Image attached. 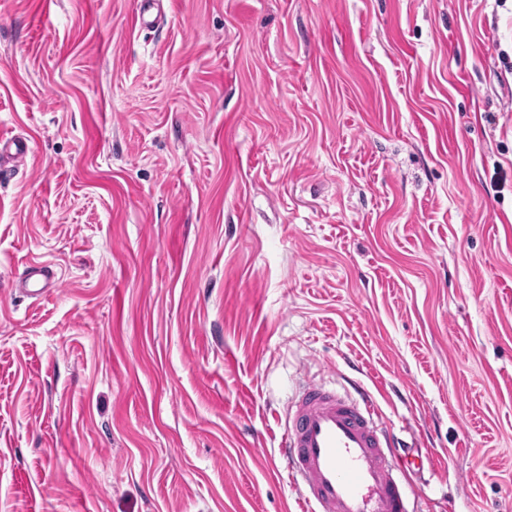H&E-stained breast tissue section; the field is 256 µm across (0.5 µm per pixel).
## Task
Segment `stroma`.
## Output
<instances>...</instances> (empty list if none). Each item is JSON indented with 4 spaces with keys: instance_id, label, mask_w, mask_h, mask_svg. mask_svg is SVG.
I'll return each instance as SVG.
<instances>
[{
    "instance_id": "35a3bbf8",
    "label": "stroma",
    "mask_w": 512,
    "mask_h": 512,
    "mask_svg": "<svg viewBox=\"0 0 512 512\" xmlns=\"http://www.w3.org/2000/svg\"><path fill=\"white\" fill-rule=\"evenodd\" d=\"M140 6L0 0V512H301L306 382L512 512V0ZM54 273L48 265H32L20 287L32 298H43L54 287Z\"/></svg>"
}]
</instances>
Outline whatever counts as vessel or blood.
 <instances>
[{
    "label": "vessel or blood",
    "mask_w": 512,
    "mask_h": 512,
    "mask_svg": "<svg viewBox=\"0 0 512 512\" xmlns=\"http://www.w3.org/2000/svg\"><path fill=\"white\" fill-rule=\"evenodd\" d=\"M53 283L50 266L33 265L21 286L40 299ZM376 414L368 391L350 396L317 384L304 387L289 407L280 455L286 471L303 482L305 512H408Z\"/></svg>",
    "instance_id": "obj_1"
}]
</instances>
